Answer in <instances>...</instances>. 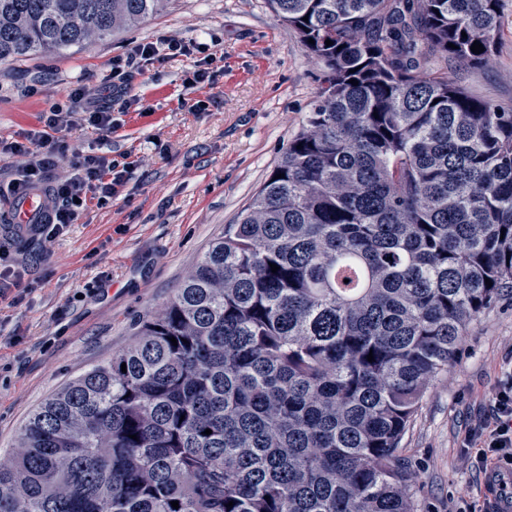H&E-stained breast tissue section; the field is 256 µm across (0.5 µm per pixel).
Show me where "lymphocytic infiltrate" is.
Returning a JSON list of instances; mask_svg holds the SVG:
<instances>
[{"label": "lymphocytic infiltrate", "instance_id": "1", "mask_svg": "<svg viewBox=\"0 0 512 512\" xmlns=\"http://www.w3.org/2000/svg\"><path fill=\"white\" fill-rule=\"evenodd\" d=\"M200 48V43L174 38L138 44L124 62L114 67L119 83L112 88L113 96H125L127 73L138 68L141 62L163 55L189 56ZM78 127L110 133L114 127L111 105L88 97L83 89L78 88L71 94L67 106L58 105L50 109L43 130L28 132L19 140L0 141L1 155L23 160L17 178L7 186H0V195L6 193L17 199L29 190L41 187L47 192L48 213L43 222L28 226L30 239L43 243L55 240L71 224L77 223L85 210V201L92 198L108 201L118 195L125 183V169L121 168L118 160L103 152L76 153L69 175L54 183H46L47 171L54 165L57 153L66 147L64 133ZM480 457L485 461L512 462V385L504 387L496 398L493 422L482 436Z\"/></svg>", "mask_w": 512, "mask_h": 512}]
</instances>
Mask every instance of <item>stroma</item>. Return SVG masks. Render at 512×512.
Listing matches in <instances>:
<instances>
[{"mask_svg": "<svg viewBox=\"0 0 512 512\" xmlns=\"http://www.w3.org/2000/svg\"><path fill=\"white\" fill-rule=\"evenodd\" d=\"M164 37L208 46L211 83L189 85L191 57L153 60L133 71L137 103L113 102L116 126L67 133L74 150L124 157L128 179L106 205L89 202L78 224L47 244L0 227V246L26 268L21 303L0 299V462L15 457L29 415L70 380L136 339L163 309L226 225L234 223L300 133L320 88L321 62L266 0H170L164 13L103 40L0 63V140L44 126L72 89L108 95L112 64L138 43ZM475 99L512 107V0H503L498 41L466 67L432 59ZM205 111L193 112L196 101ZM512 378V294L482 311L455 359L431 383L401 443L417 474L416 512H482L485 472L465 447L489 424L496 394Z\"/></svg>", "mask_w": 512, "mask_h": 512, "instance_id": "1", "label": "stroma"}]
</instances>
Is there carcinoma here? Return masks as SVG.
I'll list each match as a JSON object with an SVG mask.
<instances>
[{"label": "carcinoma", "instance_id": "carcinoma-1", "mask_svg": "<svg viewBox=\"0 0 512 512\" xmlns=\"http://www.w3.org/2000/svg\"><path fill=\"white\" fill-rule=\"evenodd\" d=\"M167 2L0 0V61ZM501 2L267 0L323 64L307 127L135 343L30 415L0 512H414L406 429L512 290V110L425 64L483 63Z\"/></svg>", "mask_w": 512, "mask_h": 512}]
</instances>
